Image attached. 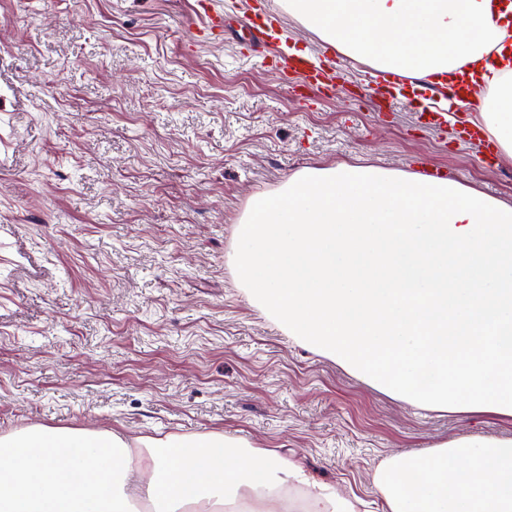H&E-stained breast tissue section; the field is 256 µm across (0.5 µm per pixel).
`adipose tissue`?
I'll list each match as a JSON object with an SVG mask.
<instances>
[{
	"instance_id": "adipose-tissue-1",
	"label": "adipose tissue",
	"mask_w": 512,
	"mask_h": 512,
	"mask_svg": "<svg viewBox=\"0 0 512 512\" xmlns=\"http://www.w3.org/2000/svg\"><path fill=\"white\" fill-rule=\"evenodd\" d=\"M300 24L376 71L436 82L461 66L484 88L472 113L512 157V12L490 0H280ZM384 512H512V439L477 437L400 452L377 471ZM303 489V512H355L302 462L221 432L129 439L104 429L29 425L0 436V512H282Z\"/></svg>"
}]
</instances>
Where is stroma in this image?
I'll return each mask as SVG.
<instances>
[{
    "instance_id": "1",
    "label": "stroma",
    "mask_w": 512,
    "mask_h": 512,
    "mask_svg": "<svg viewBox=\"0 0 512 512\" xmlns=\"http://www.w3.org/2000/svg\"><path fill=\"white\" fill-rule=\"evenodd\" d=\"M216 2L219 42L198 0H0V435L224 432L382 512L385 459L512 417L416 408L297 344L231 272L238 220L303 167L417 156L512 203V158L364 89L294 90L241 39L247 10L326 43L278 0Z\"/></svg>"
}]
</instances>
